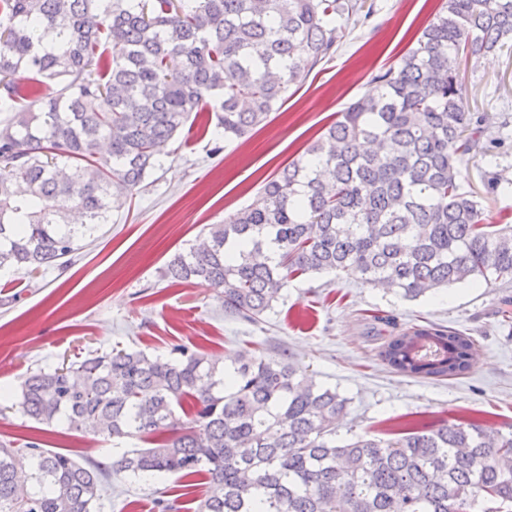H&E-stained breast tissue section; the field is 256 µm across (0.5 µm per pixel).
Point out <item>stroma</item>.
Wrapping results in <instances>:
<instances>
[{
    "label": "stroma",
    "instance_id": "1",
    "mask_svg": "<svg viewBox=\"0 0 512 512\" xmlns=\"http://www.w3.org/2000/svg\"><path fill=\"white\" fill-rule=\"evenodd\" d=\"M332 58L290 87L281 106L248 136L216 147L211 135L171 143V156L142 188L113 210L65 271L16 275L0 290V390L16 393L38 369L83 360L112 348L169 354L184 345L225 360L250 350L288 360L348 398L338 438L407 424L473 421L512 425V282L459 284L408 300L346 275L302 276L262 321L224 312L219 292L192 281L172 283L167 262L195 243L205 225L248 205L265 179L301 155L348 103L369 93L371 78L396 64L441 0H364ZM466 112L481 117L476 152L462 167L466 189L480 198L492 225L512 222V187L489 193L498 171L512 180V44L469 61L461 72ZM438 325L472 336L468 373L433 380L396 372L381 348L403 329ZM34 437L43 449L77 461L110 464L141 447L84 437L57 425L42 428L11 402L0 403V440ZM208 485L169 478L144 484L112 475L99 512H196Z\"/></svg>",
    "mask_w": 512,
    "mask_h": 512
}]
</instances>
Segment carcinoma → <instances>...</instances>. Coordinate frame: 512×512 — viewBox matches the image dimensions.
<instances>
[{"instance_id": "obj_1", "label": "carcinoma", "mask_w": 512, "mask_h": 512, "mask_svg": "<svg viewBox=\"0 0 512 512\" xmlns=\"http://www.w3.org/2000/svg\"><path fill=\"white\" fill-rule=\"evenodd\" d=\"M358 0H0V272L66 265L160 169L194 112L215 143L262 124L335 52ZM112 59L97 54L102 41ZM512 41V0H443L375 90L336 115L255 199L208 224L164 274L222 289L257 321L302 275L343 272L406 298L512 280V225L484 222L461 166L481 135L460 73ZM469 49L470 56L461 55ZM40 78L25 94L13 75ZM57 199L53 211L39 207ZM474 340L434 325L380 357L414 377L466 374ZM348 400L286 360L225 368L185 346L113 349L29 374L28 418L114 441L111 466L0 441V512H93L112 473L204 476L197 512H512V430L474 422L336 439ZM188 420L180 423L177 410Z\"/></svg>"}]
</instances>
